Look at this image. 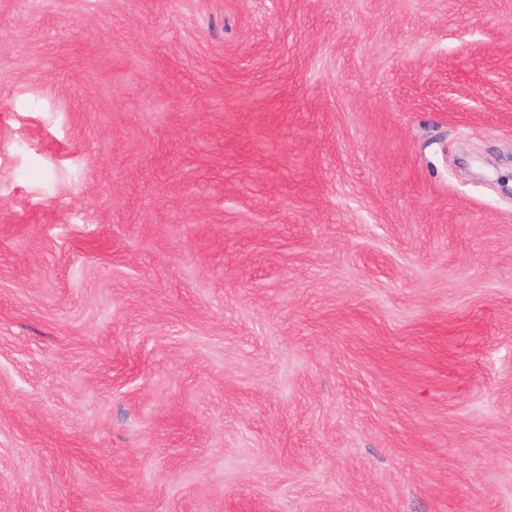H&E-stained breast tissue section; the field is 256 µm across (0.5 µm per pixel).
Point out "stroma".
Masks as SVG:
<instances>
[{
	"instance_id": "stroma-1",
	"label": "stroma",
	"mask_w": 512,
	"mask_h": 512,
	"mask_svg": "<svg viewBox=\"0 0 512 512\" xmlns=\"http://www.w3.org/2000/svg\"><path fill=\"white\" fill-rule=\"evenodd\" d=\"M0 512H512V0H0Z\"/></svg>"
}]
</instances>
